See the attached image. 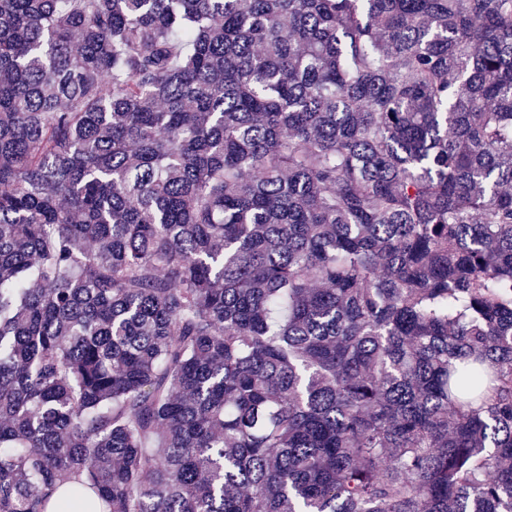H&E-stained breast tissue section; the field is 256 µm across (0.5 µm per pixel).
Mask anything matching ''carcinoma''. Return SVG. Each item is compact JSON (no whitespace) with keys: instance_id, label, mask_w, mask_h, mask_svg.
Wrapping results in <instances>:
<instances>
[{"instance_id":"1","label":"carcinoma","mask_w":512,"mask_h":512,"mask_svg":"<svg viewBox=\"0 0 512 512\" xmlns=\"http://www.w3.org/2000/svg\"><path fill=\"white\" fill-rule=\"evenodd\" d=\"M0 512H512V0H0Z\"/></svg>"}]
</instances>
